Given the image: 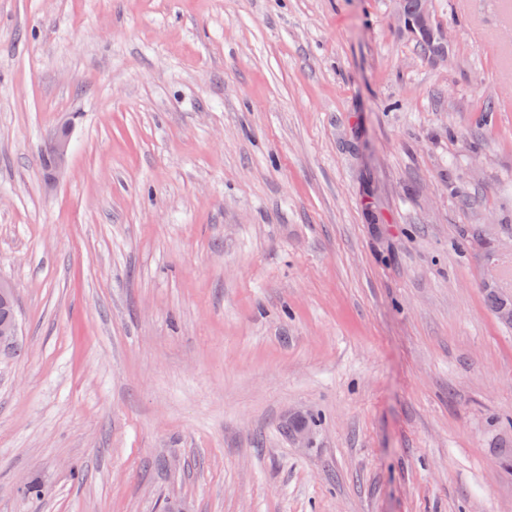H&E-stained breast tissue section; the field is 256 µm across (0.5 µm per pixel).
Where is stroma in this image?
<instances>
[{"label":"stroma","instance_id":"obj_1","mask_svg":"<svg viewBox=\"0 0 512 512\" xmlns=\"http://www.w3.org/2000/svg\"><path fill=\"white\" fill-rule=\"evenodd\" d=\"M433 6L0 0V512H512V0ZM416 5L414 8V2ZM408 0L407 8L415 14L413 18H409L406 14V0H392L395 5V16L400 23L415 36L428 35L432 40L438 43V50L433 55L436 60L447 59L444 51L445 33L437 27L435 19H433L432 0ZM433 21V23H432ZM434 26V27H433ZM435 28V29H434ZM437 28V29H436ZM70 151V126L69 123L64 122L57 129L56 133L51 138L48 151L45 152V161L43 164L49 176L57 171H62L69 158ZM48 176V178H50ZM510 288V289H507ZM510 287L503 286L500 282L496 287L489 288L487 292V300L489 306L495 316L498 313V318L501 322L510 323L512 325V291ZM506 309V310H502ZM501 310V311H500Z\"/></svg>","mask_w":512,"mask_h":512}]
</instances>
